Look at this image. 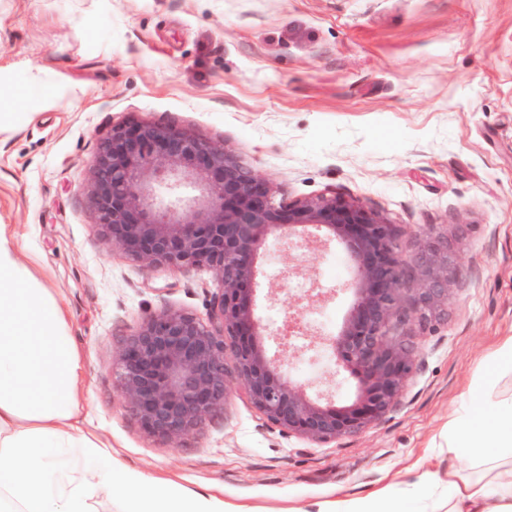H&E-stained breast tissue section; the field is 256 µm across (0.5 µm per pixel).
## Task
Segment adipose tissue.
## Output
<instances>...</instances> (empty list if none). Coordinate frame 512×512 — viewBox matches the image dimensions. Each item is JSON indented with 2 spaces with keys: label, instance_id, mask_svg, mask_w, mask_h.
<instances>
[{
  "label": "adipose tissue",
  "instance_id": "adipose-tissue-1",
  "mask_svg": "<svg viewBox=\"0 0 512 512\" xmlns=\"http://www.w3.org/2000/svg\"><path fill=\"white\" fill-rule=\"evenodd\" d=\"M79 360L60 305L17 258L0 224V502L16 512H93L95 498L121 493L124 512H224L172 486L117 469L112 450L79 410ZM467 467L425 472L423 512H512V396L455 418L448 440ZM447 486V497L436 496Z\"/></svg>",
  "mask_w": 512,
  "mask_h": 512
}]
</instances>
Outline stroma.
Returning a JSON list of instances; mask_svg holds the SVG:
<instances>
[{
	"instance_id": "obj_1",
	"label": "stroma",
	"mask_w": 512,
	"mask_h": 512,
	"mask_svg": "<svg viewBox=\"0 0 512 512\" xmlns=\"http://www.w3.org/2000/svg\"><path fill=\"white\" fill-rule=\"evenodd\" d=\"M0 88L18 120L0 134V224L65 309L83 365L82 407L115 465L174 483L224 512H322L380 489L416 512L418 476L464 463L448 421L512 395L488 363L512 336V0H0ZM130 120L225 145L276 205L355 199L403 251L426 232L459 246L447 317L378 424L311 443L267 423L241 389L182 446L147 437L116 387L112 351L162 307L205 316V268L152 272L95 223L96 145ZM303 283L351 277L342 249L303 257ZM327 354L291 379L354 392Z\"/></svg>"
}]
</instances>
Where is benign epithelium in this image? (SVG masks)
I'll return each instance as SVG.
<instances>
[{
    "label": "benign epithelium",
    "mask_w": 512,
    "mask_h": 512,
    "mask_svg": "<svg viewBox=\"0 0 512 512\" xmlns=\"http://www.w3.org/2000/svg\"><path fill=\"white\" fill-rule=\"evenodd\" d=\"M97 224L112 247L148 270L205 267L220 288L207 316L165 306L146 315L113 351L116 384L150 437L171 447L199 434L242 388L267 422L311 443L360 433L399 403L420 355L399 325L447 316L457 242L431 232L403 252L396 225L359 202L319 196L276 205L267 179L223 145L172 126L112 127L90 171ZM190 184L199 195L186 199ZM283 233L296 251L342 246L353 278L340 329L316 336L297 310L272 328L257 302V258ZM286 351L298 339L326 350L357 380L337 405L288 378L262 337Z\"/></svg>",
    "instance_id": "7a95c632"
}]
</instances>
